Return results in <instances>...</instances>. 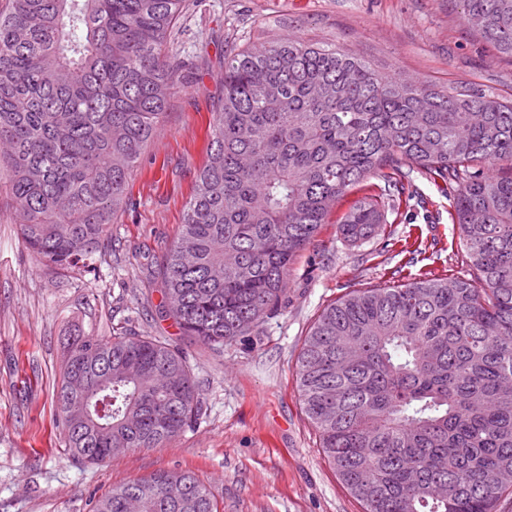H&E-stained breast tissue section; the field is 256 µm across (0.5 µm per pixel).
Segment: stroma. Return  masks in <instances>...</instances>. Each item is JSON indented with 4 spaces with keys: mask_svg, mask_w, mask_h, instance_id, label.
I'll list each match as a JSON object with an SVG mask.
<instances>
[{
    "mask_svg": "<svg viewBox=\"0 0 512 512\" xmlns=\"http://www.w3.org/2000/svg\"><path fill=\"white\" fill-rule=\"evenodd\" d=\"M186 45L195 75L169 102L94 265L35 260L0 166V512H91L112 486L160 470L195 474L219 512H363L319 447L297 384V359L321 311L354 289L423 278H471L451 219L453 189L408 171L411 200L373 238L350 244L323 225L293 260L288 301L259 340L215 351L161 317L151 268L175 241L205 161L224 52L288 37L363 58L386 75L512 101V58L465 22L460 0H193ZM183 350L203 400L193 423L160 448L100 465L68 455L54 392L68 340L122 331Z\"/></svg>",
    "mask_w": 512,
    "mask_h": 512,
    "instance_id": "1",
    "label": "stroma"
}]
</instances>
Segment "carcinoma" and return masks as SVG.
Here are the masks:
<instances>
[{
  "label": "carcinoma",
  "mask_w": 512,
  "mask_h": 512,
  "mask_svg": "<svg viewBox=\"0 0 512 512\" xmlns=\"http://www.w3.org/2000/svg\"><path fill=\"white\" fill-rule=\"evenodd\" d=\"M466 23L512 57V0H461ZM191 0H7L0 9V163L27 247L46 266L95 262L170 98L187 80ZM429 109L420 111V101ZM212 138L176 241L164 305L211 349L257 336L293 258L332 206L416 166L456 184L453 223L474 277L350 292L323 309L297 383L320 448L364 512H500L512 487V103L379 73L334 48L278 40L224 54ZM339 219L372 237L398 209L386 188ZM56 422L77 463L158 448L202 398L186 354L120 333L77 338ZM218 512L191 472L112 487L92 512Z\"/></svg>",
  "instance_id": "cac0c4a2"
}]
</instances>
